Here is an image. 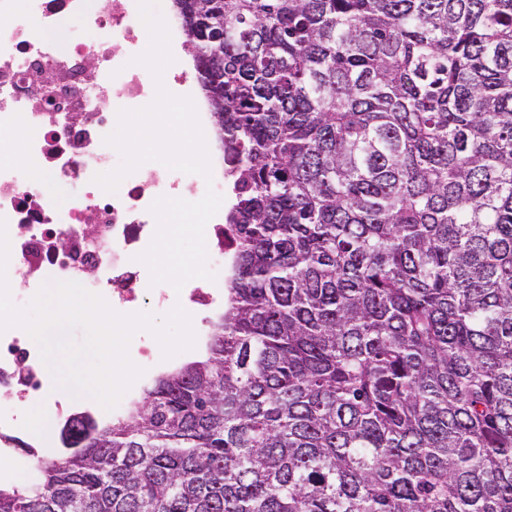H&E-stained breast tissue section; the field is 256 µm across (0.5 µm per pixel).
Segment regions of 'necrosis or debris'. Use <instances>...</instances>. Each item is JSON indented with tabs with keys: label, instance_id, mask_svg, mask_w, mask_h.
<instances>
[{
	"label": "necrosis or debris",
	"instance_id": "4bbe7bcc",
	"mask_svg": "<svg viewBox=\"0 0 512 512\" xmlns=\"http://www.w3.org/2000/svg\"><path fill=\"white\" fill-rule=\"evenodd\" d=\"M81 26L72 38L53 33L68 17ZM148 43L136 0H0V217L7 221L9 281L29 285L14 294L29 302L31 289L49 279L74 281L102 295L118 312L181 304L198 334L206 316L224 303L223 280L193 279L182 291L148 290L147 269L135 262L149 244L155 219L148 208L161 195L191 202L207 187L224 190V158L212 156V183L196 174L143 165L117 192L94 184L113 169L118 153L103 139L122 108L154 96L151 76L130 65ZM38 405L48 419H95L81 400L56 394L42 357L19 329L0 335V484L16 482L29 464L13 444Z\"/></svg>",
	"mask_w": 512,
	"mask_h": 512
}]
</instances>
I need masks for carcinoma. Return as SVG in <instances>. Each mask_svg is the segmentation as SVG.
<instances>
[{
  "mask_svg": "<svg viewBox=\"0 0 512 512\" xmlns=\"http://www.w3.org/2000/svg\"><path fill=\"white\" fill-rule=\"evenodd\" d=\"M224 313L0 512H512V0H173Z\"/></svg>",
  "mask_w": 512,
  "mask_h": 512,
  "instance_id": "cac0c4a2",
  "label": "carcinoma"
}]
</instances>
